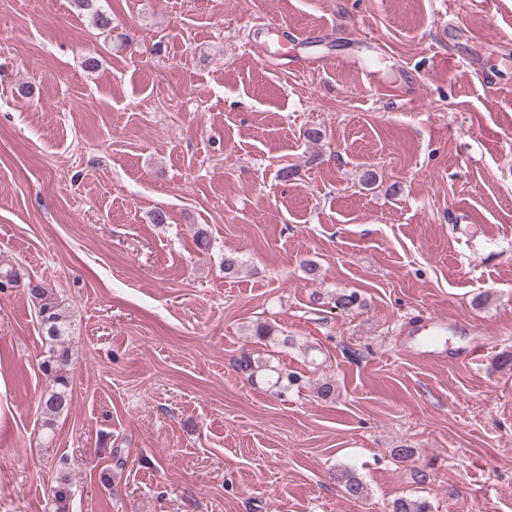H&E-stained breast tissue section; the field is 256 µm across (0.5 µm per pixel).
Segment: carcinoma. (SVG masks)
I'll use <instances>...</instances> for the list:
<instances>
[{
	"label": "carcinoma",
	"mask_w": 512,
	"mask_h": 512,
	"mask_svg": "<svg viewBox=\"0 0 512 512\" xmlns=\"http://www.w3.org/2000/svg\"><path fill=\"white\" fill-rule=\"evenodd\" d=\"M77 6L92 14L96 25L109 32L112 30V18L97 5V0H75ZM26 293L37 306L45 340V356L40 363V370L48 380V385L40 398L42 407L41 429L47 432L54 430V422L64 412L68 411L72 401L70 366L73 361V348L69 339L70 320L65 307L59 302L54 289L43 281L27 280ZM336 306L345 308L363 305L361 296L355 291L336 293ZM239 370L245 372L251 380L257 376H266L281 394H286L294 388H300L303 377L284 368H276L259 357L243 354L238 361ZM344 494L352 499L365 495L364 484L352 473L342 477ZM71 483L61 475L52 489L53 512H70ZM392 512H431L426 501L400 497L392 502Z\"/></svg>",
	"instance_id": "carcinoma-1"
}]
</instances>
